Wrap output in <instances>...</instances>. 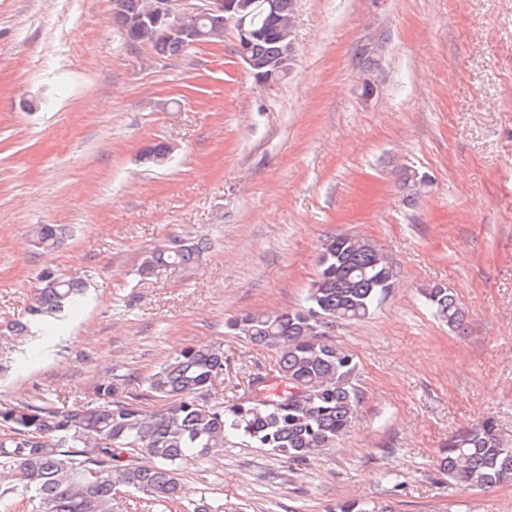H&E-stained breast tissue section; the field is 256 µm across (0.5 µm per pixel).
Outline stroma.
Wrapping results in <instances>:
<instances>
[{
  "label": "stroma",
  "mask_w": 512,
  "mask_h": 512,
  "mask_svg": "<svg viewBox=\"0 0 512 512\" xmlns=\"http://www.w3.org/2000/svg\"><path fill=\"white\" fill-rule=\"evenodd\" d=\"M112 0H0V403L67 407L103 382L140 395L187 346L224 348L213 403L250 396L275 351L234 333L247 313L303 305L324 240L373 242L394 285L336 321L358 416L292 460L241 439L185 465L207 512H512V483H449L441 451L496 421L512 439V0H297L295 60L269 87L236 33L170 58L130 51ZM169 146L165 165L143 157ZM421 178L402 184L404 170ZM37 224L71 236L47 254ZM188 267L141 271L170 238ZM87 287L78 312L25 340L45 270ZM451 290L464 331L422 291Z\"/></svg>",
  "instance_id": "35a3bbf8"
}]
</instances>
